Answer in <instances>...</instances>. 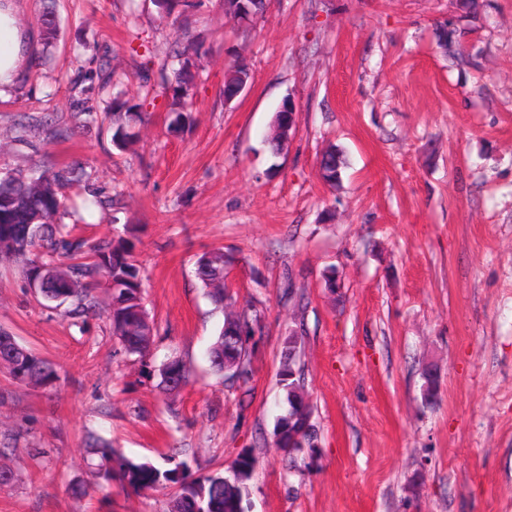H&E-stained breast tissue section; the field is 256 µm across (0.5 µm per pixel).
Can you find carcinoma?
I'll return each mask as SVG.
<instances>
[{
  "label": "carcinoma",
  "instance_id": "obj_1",
  "mask_svg": "<svg viewBox=\"0 0 512 512\" xmlns=\"http://www.w3.org/2000/svg\"><path fill=\"white\" fill-rule=\"evenodd\" d=\"M41 31L43 51L56 44L59 23L54 7L46 8L36 20ZM190 58L183 67L163 76L165 88L172 91L169 130L179 132L189 121V106L194 95V74ZM112 84L109 60L100 59L96 68L84 73L75 83L72 114L69 122L53 123L37 119L19 126L17 141L26 142L36 135L46 141L67 138L76 130L97 122L98 115L85 107L86 100L105 92ZM112 110V142L122 150L133 152L138 134L132 125L142 121L140 112L132 111L120 96L108 102ZM342 161L334 152L326 153L320 162L325 180L340 179ZM90 174L79 164L32 178L21 170L0 175V258L17 264L24 278L44 276L54 283L56 292L68 304L65 316L86 319L96 314L95 289L105 283L110 292L108 317L112 335L116 336L126 355L146 358L157 337V326L144 303L141 267L136 258L134 229L125 235L94 243L64 231L57 217L64 211L67 190L86 182ZM231 254L217 247L199 255L195 261L196 275L214 304L224 311V324L214 337L209 357L218 373H226L245 386L250 376L237 372L241 363H250L254 351L237 340L229 347V338L238 336L241 322L258 319V314L244 308L236 309L234 297L224 288V267ZM304 346L303 334L285 337L280 349L279 377L287 389L288 412L279 418L274 444L278 448L298 451L318 446V433L312 422V408L296 378L299 354ZM18 384L47 388L57 379L56 370L46 359L19 344L14 336L0 331V365ZM190 366L180 359L171 360L159 369L157 388L166 395L178 392L189 383ZM87 447L99 460V477L117 481L132 490L162 489L170 493V512H234L235 504L248 493L249 481L257 459L250 448L241 449L230 464L231 476L220 473L190 477L175 467L160 470L149 462H137L117 454L112 446L93 435Z\"/></svg>",
  "mask_w": 512,
  "mask_h": 512
}]
</instances>
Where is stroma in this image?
Listing matches in <instances>:
<instances>
[{
	"label": "stroma",
	"mask_w": 512,
	"mask_h": 512,
	"mask_svg": "<svg viewBox=\"0 0 512 512\" xmlns=\"http://www.w3.org/2000/svg\"><path fill=\"white\" fill-rule=\"evenodd\" d=\"M57 14L45 64L0 96V171L44 154L86 167L114 203L63 222L91 242L136 229L160 337L144 361L127 358L105 312L73 322L0 261V330L58 373L30 389L0 371V448L15 472L0 512H167L166 491L97 478L90 432L194 476L253 449L248 512H512V0L471 13L457 0H271L242 23L223 0L166 20L153 0H57ZM189 38L201 43L192 119L173 133L161 71ZM95 47L145 114L136 154L114 148L106 123L15 142L20 115H66ZM237 59L251 81L228 104ZM287 99L296 128L277 155L266 138ZM331 147L347 160L335 187L319 172ZM219 246L237 260L239 303L264 310L243 392L207 359L224 316L195 260ZM298 323L319 439L289 459L273 441L278 353ZM171 357L194 372L173 402L153 377Z\"/></svg>",
	"instance_id": "obj_1"
}]
</instances>
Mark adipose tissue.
Here are the masks:
<instances>
[{"mask_svg": "<svg viewBox=\"0 0 512 512\" xmlns=\"http://www.w3.org/2000/svg\"><path fill=\"white\" fill-rule=\"evenodd\" d=\"M31 60V37L17 22L13 0H0V95L15 85Z\"/></svg>", "mask_w": 512, "mask_h": 512, "instance_id": "ef3b65f1", "label": "adipose tissue"}]
</instances>
